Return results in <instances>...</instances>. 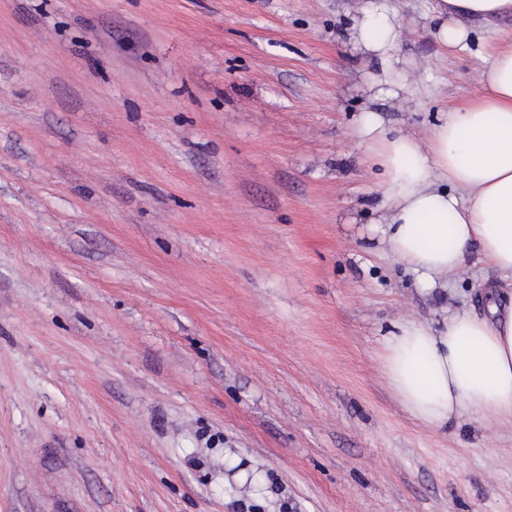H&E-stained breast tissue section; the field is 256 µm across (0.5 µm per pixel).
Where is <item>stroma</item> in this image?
I'll return each mask as SVG.
<instances>
[{
	"label": "stroma",
	"mask_w": 512,
	"mask_h": 512,
	"mask_svg": "<svg viewBox=\"0 0 512 512\" xmlns=\"http://www.w3.org/2000/svg\"><path fill=\"white\" fill-rule=\"evenodd\" d=\"M366 0H0V512H512V426L431 429L384 337L483 314L377 225L365 103L424 139L481 93L473 22L391 0L426 89L369 100Z\"/></svg>",
	"instance_id": "1"
}]
</instances>
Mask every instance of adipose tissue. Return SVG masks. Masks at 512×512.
I'll use <instances>...</instances> for the list:
<instances>
[{"mask_svg":"<svg viewBox=\"0 0 512 512\" xmlns=\"http://www.w3.org/2000/svg\"><path fill=\"white\" fill-rule=\"evenodd\" d=\"M512 17V0H438L430 33L441 53L468 48L470 21ZM403 37L389 0H367L350 30L361 54L383 65L377 94L398 96L408 76L393 53ZM482 94L444 107L426 140L387 132L364 111L355 135L383 169L384 242L425 291L447 285L480 245L491 268L512 276V41L485 43ZM488 315L458 311L440 327L401 319L383 341L391 392L419 424L440 429L470 417L485 427L512 425V308L488 294Z\"/></svg>","mask_w":512,"mask_h":512,"instance_id":"1","label":"adipose tissue"}]
</instances>
